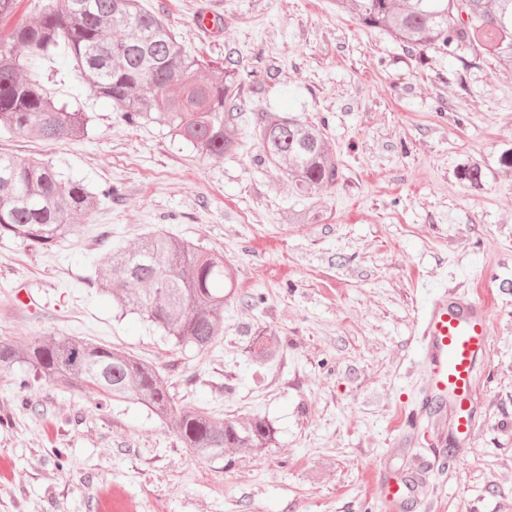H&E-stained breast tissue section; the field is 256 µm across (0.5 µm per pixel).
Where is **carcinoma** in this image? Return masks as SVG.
<instances>
[{"label": "carcinoma", "instance_id": "cac0c4a2", "mask_svg": "<svg viewBox=\"0 0 512 512\" xmlns=\"http://www.w3.org/2000/svg\"><path fill=\"white\" fill-rule=\"evenodd\" d=\"M359 22L420 53L452 55L467 47L512 69V0H336ZM64 46L90 91L112 104L130 127L158 123L201 155L240 149L236 110L244 109L235 70L214 78L210 63L185 51L176 35L142 0H47L37 17L0 34V130L32 133L48 142L86 132L83 112L57 104L36 68ZM261 160L279 169L299 196L336 183L339 167L323 127L279 112L257 117ZM38 159L0 155V237L49 246L77 232L75 213L94 209L98 195ZM101 290L125 313L138 314L175 347L205 353L224 335V303L234 288L224 258L200 245L157 232L101 261ZM280 352L273 330L253 339L257 364ZM31 369L67 390L89 391L99 404L126 401L161 423L175 425L181 447L224 459L227 448L261 451L274 445L270 421L241 422L178 403L154 364L118 348L76 337H36L25 346L0 339V365Z\"/></svg>", "mask_w": 512, "mask_h": 512}]
</instances>
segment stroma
Segmentation results:
<instances>
[{"label": "stroma", "mask_w": 512, "mask_h": 512, "mask_svg": "<svg viewBox=\"0 0 512 512\" xmlns=\"http://www.w3.org/2000/svg\"><path fill=\"white\" fill-rule=\"evenodd\" d=\"M216 73L236 68L247 108L237 154L207 157L155 125L122 122L64 50L40 81L88 113L84 137L0 132V155L117 188L77 234L39 247L0 238V337L77 336L154 362L183 403L276 430L223 460L127 403L98 408L35 373L0 367V512H102L115 491L142 512H386L378 477L412 481L400 512H512V70L466 48L419 53L336 0H143ZM209 11L218 29L195 18ZM324 123L339 178L310 200L260 159L258 113ZM475 161L481 184L460 176ZM309 212L303 224L285 219ZM164 230L220 251L238 288L224 337L181 352L98 292L104 251ZM488 298L470 433L424 405L419 322L444 292ZM275 331L281 351L250 345ZM27 379L19 389V379ZM416 424L400 436V414ZM280 352V342L273 330H265L253 339L251 354L257 364H268L275 360Z\"/></svg>", "instance_id": "stroma-1"}]
</instances>
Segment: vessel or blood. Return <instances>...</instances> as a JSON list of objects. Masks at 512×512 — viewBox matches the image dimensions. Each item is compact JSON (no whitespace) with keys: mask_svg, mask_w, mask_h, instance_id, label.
I'll list each match as a JSON object with an SVG mask.
<instances>
[{"mask_svg":"<svg viewBox=\"0 0 512 512\" xmlns=\"http://www.w3.org/2000/svg\"><path fill=\"white\" fill-rule=\"evenodd\" d=\"M420 334L429 366L426 399L447 406L456 431L467 432L471 425V379L490 336L488 303L440 296L428 307Z\"/></svg>","mask_w":512,"mask_h":512,"instance_id":"b4317fda","label":"vessel or blood"}]
</instances>
